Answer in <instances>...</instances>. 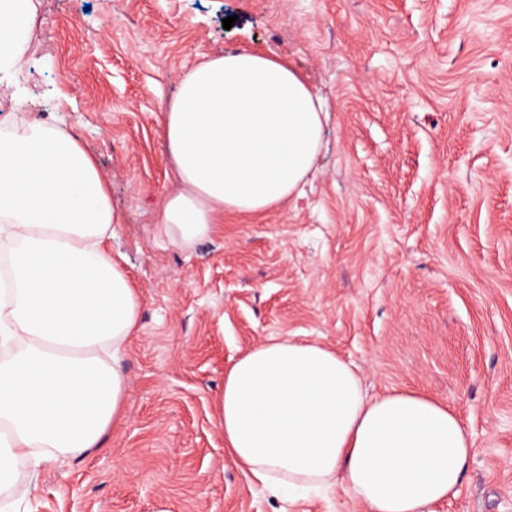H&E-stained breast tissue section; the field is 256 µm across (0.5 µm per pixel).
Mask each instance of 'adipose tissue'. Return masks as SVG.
Masks as SVG:
<instances>
[{"instance_id": "adipose-tissue-1", "label": "adipose tissue", "mask_w": 512, "mask_h": 512, "mask_svg": "<svg viewBox=\"0 0 512 512\" xmlns=\"http://www.w3.org/2000/svg\"><path fill=\"white\" fill-rule=\"evenodd\" d=\"M35 0H0V74L29 47ZM178 188L159 231L187 247L225 212L285 201L320 148V99L286 64L236 52L198 63L164 107ZM118 217L77 136L59 126L0 128V494L26 496L14 466L57 464L101 447L124 415L120 356L141 299L105 242ZM226 453L273 491L341 488L366 512H432L457 497L473 443L447 404L394 390L368 397L335 350L288 337L224 373Z\"/></svg>"}]
</instances>
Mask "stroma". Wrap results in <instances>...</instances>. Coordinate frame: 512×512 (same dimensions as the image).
I'll list each match as a JSON object with an SVG mask.
<instances>
[{"instance_id": "1", "label": "stroma", "mask_w": 512, "mask_h": 512, "mask_svg": "<svg viewBox=\"0 0 512 512\" xmlns=\"http://www.w3.org/2000/svg\"><path fill=\"white\" fill-rule=\"evenodd\" d=\"M36 3L0 119L78 136L144 306L123 419L67 464L20 463L36 488L14 512H364L340 489L277 497L224 451V372L278 336L333 348L369 396L413 389L459 416L475 454L433 512H512V0ZM243 50L321 97L322 148L274 210L174 245L161 107L198 62Z\"/></svg>"}]
</instances>
